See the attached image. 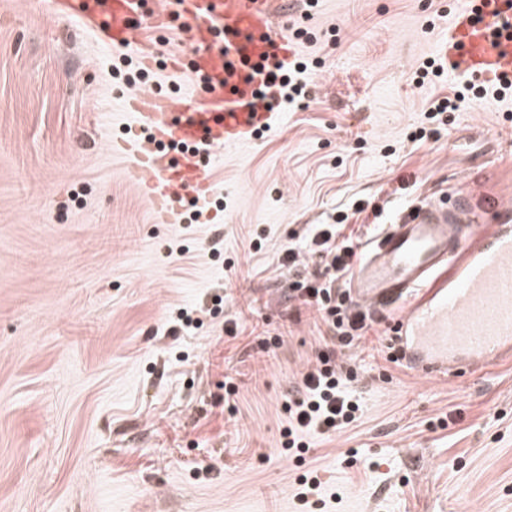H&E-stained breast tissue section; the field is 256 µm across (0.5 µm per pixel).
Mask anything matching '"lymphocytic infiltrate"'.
<instances>
[{
  "label": "lymphocytic infiltrate",
  "mask_w": 512,
  "mask_h": 512,
  "mask_svg": "<svg viewBox=\"0 0 512 512\" xmlns=\"http://www.w3.org/2000/svg\"><path fill=\"white\" fill-rule=\"evenodd\" d=\"M306 68V63L293 60L287 67L270 72L269 81L277 91L266 99L267 110H275L284 100L292 103L306 98V86L298 79ZM491 90L499 94L504 86L498 81L471 78L463 89L431 100L427 116L434 119L456 111L466 96L479 98ZM359 243V237L346 233L344 224H315L304 244L289 247L283 256L288 264L290 298L316 312L338 349L360 342L374 324L370 314L354 305L346 287L359 258ZM354 376V370L339 360L336 351L319 355L315 369L289 391L283 404L288 416L280 432L284 451H308L305 437L309 433L328 438L358 419L360 404L348 388Z\"/></svg>",
  "instance_id": "1"
}]
</instances>
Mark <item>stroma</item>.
<instances>
[{"label":"stroma","mask_w":512,"mask_h":512,"mask_svg":"<svg viewBox=\"0 0 512 512\" xmlns=\"http://www.w3.org/2000/svg\"><path fill=\"white\" fill-rule=\"evenodd\" d=\"M461 0H280L307 28L308 98L213 150L209 219L160 224L116 144L136 125L123 59L47 0H0V512H512V359L453 377L388 359V314L345 361L364 413L305 461L282 404L324 347L278 259L346 214L362 241L404 211L512 198V94L461 103L421 142L418 85ZM147 89L201 93L171 60L189 28L140 29ZM195 323L178 328L180 312Z\"/></svg>","instance_id":"obj_1"}]
</instances>
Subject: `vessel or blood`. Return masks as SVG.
I'll return each mask as SVG.
<instances>
[{
    "label": "vessel or blood",
    "mask_w": 512,
    "mask_h": 512,
    "mask_svg": "<svg viewBox=\"0 0 512 512\" xmlns=\"http://www.w3.org/2000/svg\"><path fill=\"white\" fill-rule=\"evenodd\" d=\"M273 0H180L199 52L189 68L204 91L175 111L156 92L127 99L124 109L147 134L123 150L145 175V192L163 224L183 221L184 196L208 198L212 181L201 147L252 142L274 115L257 97L291 46L275 31ZM53 13L101 28L113 48L138 45L141 19L153 30L170 10L144 0H50ZM447 57L457 70L512 82V0H466L448 34ZM466 200L410 211L365 246L352 295L373 313L403 306L388 332L394 353L425 373L485 366L512 356V207L496 211L491 229ZM466 247H459L462 235Z\"/></svg>",
    "instance_id": "vessel-or-blood-1"
}]
</instances>
